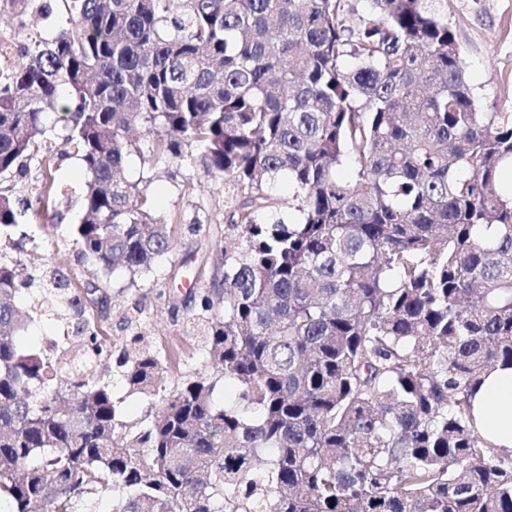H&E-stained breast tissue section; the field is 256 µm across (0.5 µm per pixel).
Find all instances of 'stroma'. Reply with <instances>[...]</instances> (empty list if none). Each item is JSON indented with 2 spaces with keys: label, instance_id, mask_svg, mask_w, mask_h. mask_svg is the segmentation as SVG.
Segmentation results:
<instances>
[{
  "label": "stroma",
  "instance_id": "stroma-1",
  "mask_svg": "<svg viewBox=\"0 0 512 512\" xmlns=\"http://www.w3.org/2000/svg\"><path fill=\"white\" fill-rule=\"evenodd\" d=\"M442 12L461 43L469 81L483 111L512 112V0H443ZM64 23L58 0H33L24 16L8 11L0 14V36L16 37L23 48L28 44L27 34L49 39ZM125 175L132 182L149 179L155 214L175 222L176 247L150 277L132 284L124 273L104 276L81 258L70 229L80 218L84 176L78 160L68 156L59 158L55 171L63 193L54 211L19 225L25 235L21 247L1 237L0 253L21 271L57 269L75 285L103 284L111 301L101 322L103 329L116 345L140 333L147 348L167 358L164 382L170 386L202 366L203 339L187 335L185 321L190 289L211 285L223 275L218 258L226 222L224 185L205 180L195 163L151 169L135 156L129 158ZM198 224L203 225V232H195ZM125 307L139 308L137 329L121 321ZM33 317L26 342L43 352H51L56 337L75 333L69 315L37 311Z\"/></svg>",
  "mask_w": 512,
  "mask_h": 512
}]
</instances>
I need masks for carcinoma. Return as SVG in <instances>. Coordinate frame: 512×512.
Returning a JSON list of instances; mask_svg holds the SVG:
<instances>
[{
  "mask_svg": "<svg viewBox=\"0 0 512 512\" xmlns=\"http://www.w3.org/2000/svg\"><path fill=\"white\" fill-rule=\"evenodd\" d=\"M66 25L0 75V181L52 144L85 176L74 225L104 275L174 250L127 158L224 183V274L193 296L202 369L123 346L149 402L120 420L93 364L100 290L0 264V500L13 512H512V450L472 399L512 367V112H483L442 0H59ZM66 114L57 126L52 115ZM288 182L281 200L263 186ZM297 212L286 222L285 208ZM0 193V233L19 224ZM85 349L23 340L20 298ZM235 387L219 403L218 382Z\"/></svg>",
  "mask_w": 512,
  "mask_h": 512,
  "instance_id": "cac0c4a2",
  "label": "carcinoma"
}]
</instances>
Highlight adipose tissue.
Segmentation results:
<instances>
[{
    "instance_id": "adipose-tissue-1",
    "label": "adipose tissue",
    "mask_w": 512,
    "mask_h": 512,
    "mask_svg": "<svg viewBox=\"0 0 512 512\" xmlns=\"http://www.w3.org/2000/svg\"><path fill=\"white\" fill-rule=\"evenodd\" d=\"M478 429L495 447L512 449V368L494 370L473 397Z\"/></svg>"
}]
</instances>
